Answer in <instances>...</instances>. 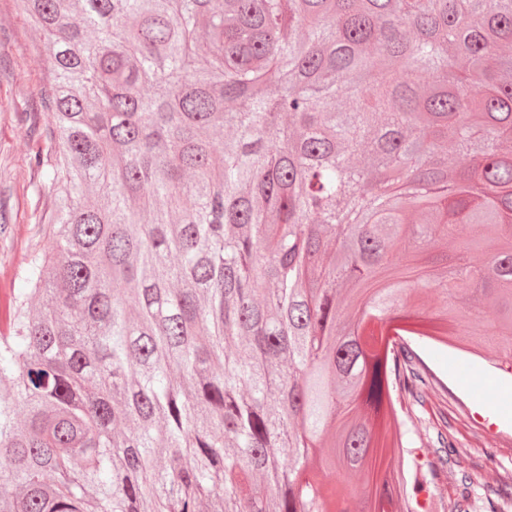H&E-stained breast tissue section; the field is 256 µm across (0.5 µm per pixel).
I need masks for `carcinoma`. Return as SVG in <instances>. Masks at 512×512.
Wrapping results in <instances>:
<instances>
[{
	"label": "carcinoma",
	"instance_id": "carcinoma-1",
	"mask_svg": "<svg viewBox=\"0 0 512 512\" xmlns=\"http://www.w3.org/2000/svg\"><path fill=\"white\" fill-rule=\"evenodd\" d=\"M17 2L59 232L0 298V512H421L408 338L512 376V0Z\"/></svg>",
	"mask_w": 512,
	"mask_h": 512
}]
</instances>
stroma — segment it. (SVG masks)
<instances>
[{
    "instance_id": "1",
    "label": "stroma",
    "mask_w": 512,
    "mask_h": 512,
    "mask_svg": "<svg viewBox=\"0 0 512 512\" xmlns=\"http://www.w3.org/2000/svg\"><path fill=\"white\" fill-rule=\"evenodd\" d=\"M51 66L43 40L15 0H0V294L23 287L29 254L46 246L55 200L31 163L40 141L25 136L26 117L46 126L40 98ZM439 379L435 404L446 413L461 452L462 468L438 478L434 492L445 502H464L468 512H512V499L491 495L487 484L512 478V386L499 385L478 365L456 362L446 351L413 343Z\"/></svg>"
}]
</instances>
